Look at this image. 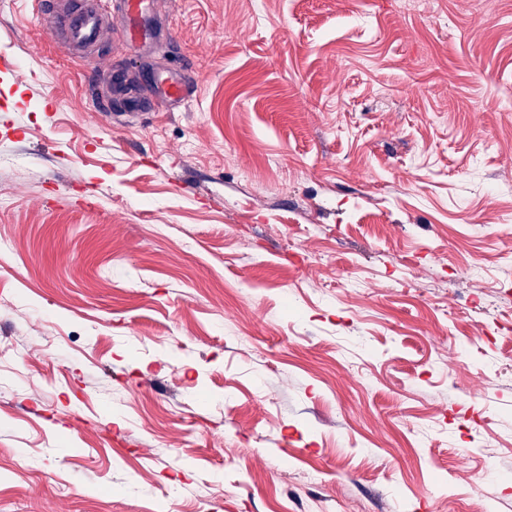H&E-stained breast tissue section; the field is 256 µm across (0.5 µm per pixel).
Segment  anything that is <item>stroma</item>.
I'll list each match as a JSON object with an SVG mask.
<instances>
[{"label": "stroma", "instance_id": "35a3bbf8", "mask_svg": "<svg viewBox=\"0 0 512 512\" xmlns=\"http://www.w3.org/2000/svg\"><path fill=\"white\" fill-rule=\"evenodd\" d=\"M153 23L0 0V512H512V0ZM34 6L48 15L49 33L66 51L92 44L99 34L101 16L92 0H81L70 10L56 9L52 0L34 1ZM153 0H124L114 29L115 39L130 52L143 51L153 37ZM159 97L168 103H180L186 99L187 88L185 82L178 77L161 75L157 82Z\"/></svg>", "mask_w": 512, "mask_h": 512}]
</instances>
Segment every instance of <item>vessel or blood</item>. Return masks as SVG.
<instances>
[{
  "label": "vessel or blood",
  "instance_id": "vessel-or-blood-1",
  "mask_svg": "<svg viewBox=\"0 0 512 512\" xmlns=\"http://www.w3.org/2000/svg\"><path fill=\"white\" fill-rule=\"evenodd\" d=\"M152 3L153 0H124L114 29V36L124 49L140 52L151 41ZM35 6L40 13L47 15L49 32L64 50L92 44L99 34L101 16L93 0H79L69 10L55 8L52 0H36ZM156 85L163 101L179 103L187 96V88L181 78L164 74Z\"/></svg>",
  "mask_w": 512,
  "mask_h": 512
}]
</instances>
